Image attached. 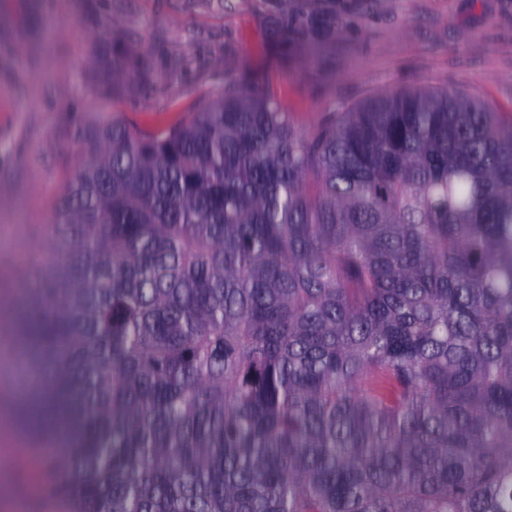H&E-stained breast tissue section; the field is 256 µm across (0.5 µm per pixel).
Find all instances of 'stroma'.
Returning <instances> with one entry per match:
<instances>
[{
    "label": "stroma",
    "instance_id": "stroma-1",
    "mask_svg": "<svg viewBox=\"0 0 512 512\" xmlns=\"http://www.w3.org/2000/svg\"><path fill=\"white\" fill-rule=\"evenodd\" d=\"M228 76L257 77L305 133L407 86L507 114L512 0H0V512L67 510L29 495L48 464L14 422L27 376L11 352L20 290L53 252L48 229L82 162L76 128L163 129Z\"/></svg>",
    "mask_w": 512,
    "mask_h": 512
}]
</instances>
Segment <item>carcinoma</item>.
Wrapping results in <instances>:
<instances>
[{"instance_id":"1","label":"carcinoma","mask_w":512,"mask_h":512,"mask_svg":"<svg viewBox=\"0 0 512 512\" xmlns=\"http://www.w3.org/2000/svg\"><path fill=\"white\" fill-rule=\"evenodd\" d=\"M29 289L70 512H512V123L406 87L312 135L235 78L77 131Z\"/></svg>"}]
</instances>
